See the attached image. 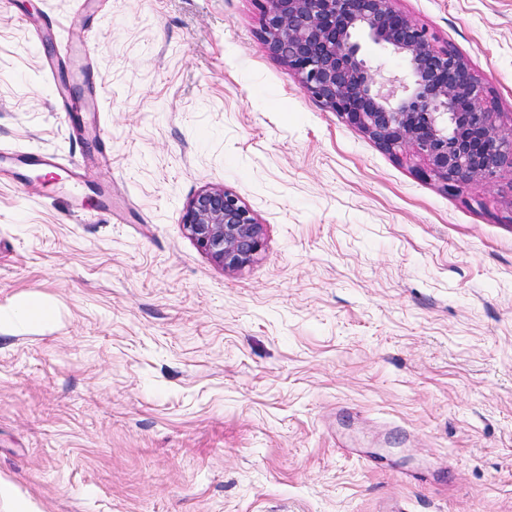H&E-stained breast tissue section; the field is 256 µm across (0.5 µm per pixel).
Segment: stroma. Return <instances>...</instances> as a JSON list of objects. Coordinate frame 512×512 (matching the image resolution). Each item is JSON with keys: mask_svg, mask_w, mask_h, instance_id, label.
<instances>
[{"mask_svg": "<svg viewBox=\"0 0 512 512\" xmlns=\"http://www.w3.org/2000/svg\"><path fill=\"white\" fill-rule=\"evenodd\" d=\"M77 5L0 0V150L59 151L87 204L0 178V512H512V171L450 193L380 149L261 0ZM392 6L512 125V0ZM207 185L263 226L241 271L182 231ZM53 314L52 307L38 299L23 302L17 311V315L25 321H49L53 318Z\"/></svg>", "mask_w": 512, "mask_h": 512, "instance_id": "1", "label": "stroma"}]
</instances>
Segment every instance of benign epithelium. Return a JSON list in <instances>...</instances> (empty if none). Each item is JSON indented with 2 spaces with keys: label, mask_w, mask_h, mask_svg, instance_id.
Returning <instances> with one entry per match:
<instances>
[{
  "label": "benign epithelium",
  "mask_w": 512,
  "mask_h": 512,
  "mask_svg": "<svg viewBox=\"0 0 512 512\" xmlns=\"http://www.w3.org/2000/svg\"><path fill=\"white\" fill-rule=\"evenodd\" d=\"M262 40L302 90L346 117L381 149L412 153L453 189L512 170V128L497 123L490 90L454 50L399 14L393 0H264ZM401 62L386 73L389 59ZM181 224L228 271L254 262L262 225L232 191L199 190Z\"/></svg>",
  "instance_id": "7a95c632"
}]
</instances>
